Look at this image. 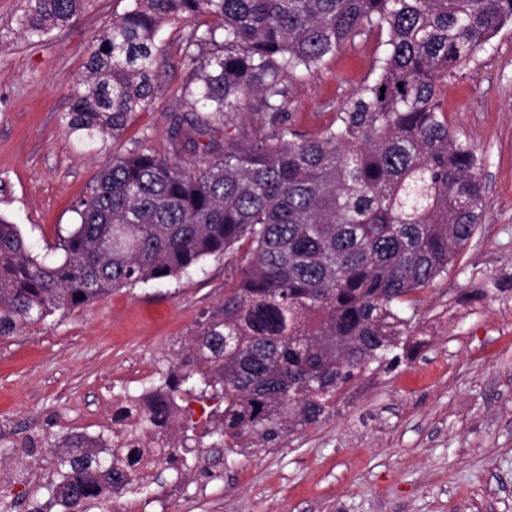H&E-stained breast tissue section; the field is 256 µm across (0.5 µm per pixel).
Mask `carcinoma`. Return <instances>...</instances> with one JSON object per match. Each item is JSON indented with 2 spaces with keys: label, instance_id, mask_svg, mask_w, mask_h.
<instances>
[{
  "label": "carcinoma",
  "instance_id": "1",
  "mask_svg": "<svg viewBox=\"0 0 512 512\" xmlns=\"http://www.w3.org/2000/svg\"><path fill=\"white\" fill-rule=\"evenodd\" d=\"M88 0H28L31 36L67 26ZM209 19L187 51L183 118L259 98L279 112L288 74L309 72L347 40L387 34L377 75L313 138L287 128L184 167L150 151L107 163L59 236L63 258L33 257L0 217V338L119 288L177 278L230 254L237 278L187 353L116 439L73 433L56 445L46 509L84 512L160 480L191 448H271L329 414L374 369L394 371L415 345L419 293L448 274L482 224L481 158L448 124L441 87L507 22L512 0H132L93 46L69 113L86 136L119 129L153 94L156 35ZM222 403L203 433L174 426L184 396Z\"/></svg>",
  "mask_w": 512,
  "mask_h": 512
}]
</instances>
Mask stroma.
<instances>
[{"instance_id":"stroma-1","label":"stroma","mask_w":512,"mask_h":512,"mask_svg":"<svg viewBox=\"0 0 512 512\" xmlns=\"http://www.w3.org/2000/svg\"><path fill=\"white\" fill-rule=\"evenodd\" d=\"M26 0H0V216L39 261L61 259L59 237L113 157L149 150L189 165L207 140L249 143L281 126L311 138L371 82L383 38L346 42L311 72L289 77L278 116L246 103L211 122L208 136L173 141L188 103L184 57L193 23L160 32L155 92L112 136L68 125L88 51L129 0H89L62 29L28 36ZM441 95L448 124L481 158L486 210L446 278L422 294L423 348L389 373L344 392L334 411L263 451L188 454L146 493H125L91 512H512V25H505ZM230 256L182 277L122 288L0 338V512H36L55 478L51 446L73 432L111 436L114 405L160 384L189 339L224 301ZM476 288L484 298L469 297Z\"/></svg>"}]
</instances>
